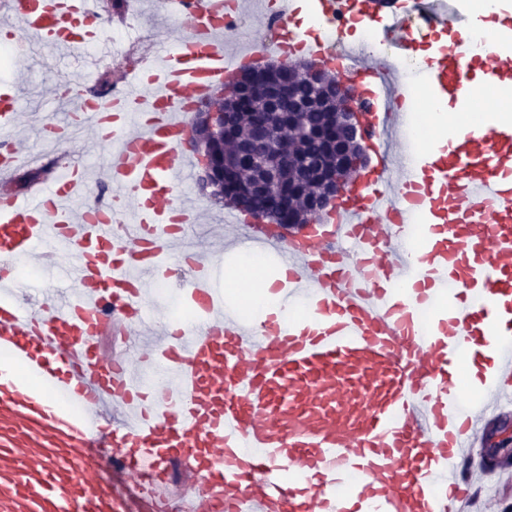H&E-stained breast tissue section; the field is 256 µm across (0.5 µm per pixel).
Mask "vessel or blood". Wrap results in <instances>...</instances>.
Returning a JSON list of instances; mask_svg holds the SVG:
<instances>
[{
  "label": "vessel or blood",
  "mask_w": 512,
  "mask_h": 512,
  "mask_svg": "<svg viewBox=\"0 0 512 512\" xmlns=\"http://www.w3.org/2000/svg\"><path fill=\"white\" fill-rule=\"evenodd\" d=\"M430 29L460 49L414 66L433 99L484 96L469 72L512 78V50H473L455 0H426ZM180 31L152 40L144 73L102 101H65L74 130L105 151L106 199L86 202L70 156L26 193L10 185L26 148L17 78L0 79V512H126L101 477L126 474L138 503L179 466L193 512H460L486 426L512 406V122L490 120L417 152L420 106L401 66L417 36L398 12L382 26L389 61L343 38L377 163L332 213L290 239L238 228L278 258L275 302L246 325L210 286L185 228L199 211L174 195L192 179L184 116L251 62L213 0H159ZM97 0H0L15 54L55 49L96 72L112 49ZM299 0L264 14L282 58L329 59L292 20ZM418 238L420 251L402 246ZM236 241V242H237ZM70 283L32 301L12 270L32 255ZM191 277L196 319L152 326L153 282ZM480 348L464 357L465 345ZM166 384L143 388L154 362ZM490 366L480 396L459 369Z\"/></svg>",
  "instance_id": "obj_1"
}]
</instances>
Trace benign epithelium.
Returning a JSON list of instances; mask_svg holds the SVG:
<instances>
[{
  "label": "benign epithelium",
  "mask_w": 512,
  "mask_h": 512,
  "mask_svg": "<svg viewBox=\"0 0 512 512\" xmlns=\"http://www.w3.org/2000/svg\"><path fill=\"white\" fill-rule=\"evenodd\" d=\"M327 78L332 79L334 75L316 63L301 68L287 62L257 64L245 70L233 85L215 91L204 100L195 112L185 139V144L197 151L200 158L199 190L211 197L221 189L233 194L242 185L249 193L268 200V212L254 213L255 221L273 226L275 222L270 220L271 215L286 214L288 223L280 224L278 228L287 231L301 230L328 211L370 163L369 145L361 133L357 92L347 81H336V110L327 113L328 127L320 136L323 141L320 152L307 155L292 180H287L285 172L292 168L294 158L274 144L261 158L248 144H241L232 162L224 163L222 177L215 173L205 154V143L210 137L223 132L234 133L236 113L226 110L228 103L243 104L246 96L257 92L263 96L268 108L260 114L257 129L262 130L271 121L280 120L288 129L310 139L309 127L299 120L300 115L308 111L310 101L295 96L294 88L303 80L318 90ZM309 169L316 171L320 188L308 198L307 213L302 220L291 210V200L304 193L301 174Z\"/></svg>",
  "instance_id": "benign-epithelium-1"
}]
</instances>
